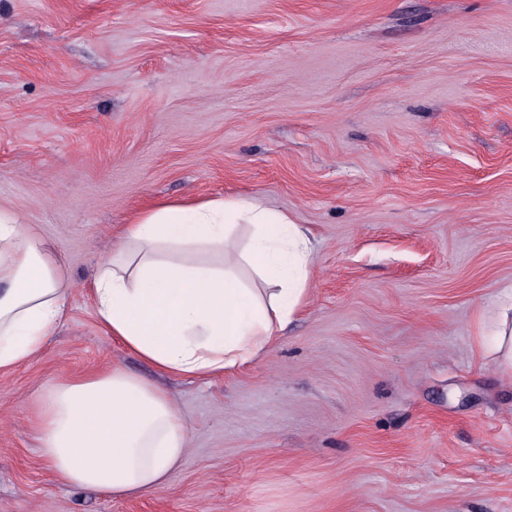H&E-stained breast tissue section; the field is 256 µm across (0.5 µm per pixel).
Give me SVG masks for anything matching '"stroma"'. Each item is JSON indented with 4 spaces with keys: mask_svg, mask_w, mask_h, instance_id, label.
Returning <instances> with one entry per match:
<instances>
[{
    "mask_svg": "<svg viewBox=\"0 0 512 512\" xmlns=\"http://www.w3.org/2000/svg\"><path fill=\"white\" fill-rule=\"evenodd\" d=\"M254 197L307 225L311 296L252 364L158 373L93 275L157 204ZM0 205L67 314L0 370V512H512V0H0ZM120 367L189 427L162 488L58 485L37 411ZM504 299L494 322L489 328L481 325L477 338L483 355L501 375L512 379V292L511 296L505 293Z\"/></svg>",
    "mask_w": 512,
    "mask_h": 512,
    "instance_id": "1",
    "label": "stroma"
}]
</instances>
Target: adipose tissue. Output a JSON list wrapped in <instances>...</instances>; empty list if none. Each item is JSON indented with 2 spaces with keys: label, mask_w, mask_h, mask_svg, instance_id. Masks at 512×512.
Segmentation results:
<instances>
[{
  "label": "adipose tissue",
  "mask_w": 512,
  "mask_h": 512,
  "mask_svg": "<svg viewBox=\"0 0 512 512\" xmlns=\"http://www.w3.org/2000/svg\"><path fill=\"white\" fill-rule=\"evenodd\" d=\"M253 237L235 249L237 226ZM237 253L204 266L201 253ZM308 229L251 199L176 201L138 214L93 281L99 320L159 371L207 377L240 369L279 338L306 303ZM61 261L13 210L0 207V368L32 358L63 319ZM478 344L512 378V301ZM40 455L62 485L126 498L162 486L189 450V431L158 384L122 368L54 386L40 406Z\"/></svg>",
  "instance_id": "adipose-tissue-1"
}]
</instances>
